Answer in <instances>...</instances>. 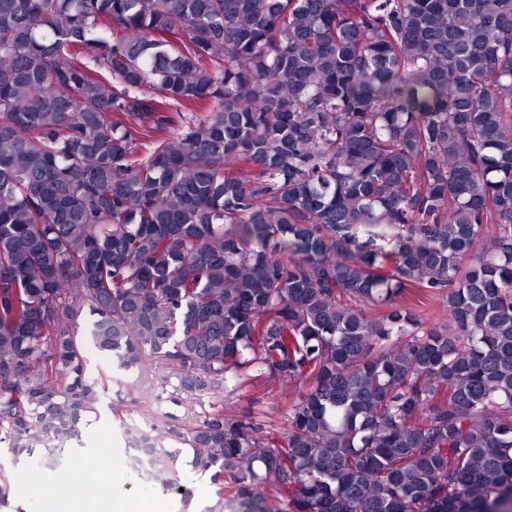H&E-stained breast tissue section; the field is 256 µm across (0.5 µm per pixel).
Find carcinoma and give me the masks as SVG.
<instances>
[{
	"label": "carcinoma",
	"mask_w": 512,
	"mask_h": 512,
	"mask_svg": "<svg viewBox=\"0 0 512 512\" xmlns=\"http://www.w3.org/2000/svg\"><path fill=\"white\" fill-rule=\"evenodd\" d=\"M85 312L185 390L309 384L282 434L140 429L230 512H512V0H0L17 455L93 409ZM409 306H413L421 311L423 318L430 325H439L448 318L447 306L437 298H423L424 305L419 300L414 291H407L406 295L400 300Z\"/></svg>",
	"instance_id": "carcinoma-1"
}]
</instances>
